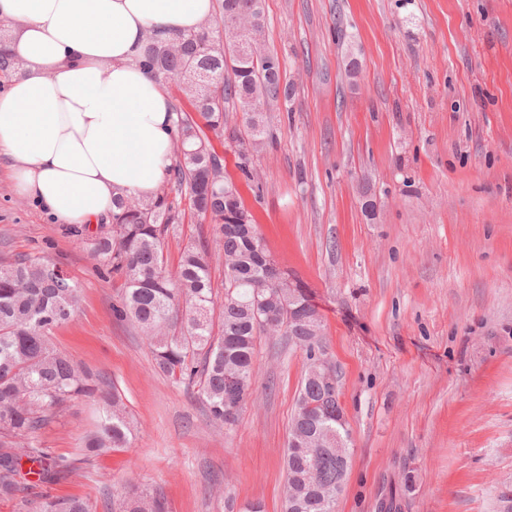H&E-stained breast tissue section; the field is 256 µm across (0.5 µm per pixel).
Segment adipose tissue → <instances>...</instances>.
Segmentation results:
<instances>
[{
	"instance_id": "adipose-tissue-1",
	"label": "adipose tissue",
	"mask_w": 512,
	"mask_h": 512,
	"mask_svg": "<svg viewBox=\"0 0 512 512\" xmlns=\"http://www.w3.org/2000/svg\"><path fill=\"white\" fill-rule=\"evenodd\" d=\"M212 0H0L22 60L0 93V157L15 192L55 223L112 214L125 190L151 196L173 164L176 115L139 66L147 30L188 33Z\"/></svg>"
}]
</instances>
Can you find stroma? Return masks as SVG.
Returning a JSON list of instances; mask_svg holds the SVG:
<instances>
[{
	"label": "stroma",
	"mask_w": 512,
	"mask_h": 512,
	"mask_svg": "<svg viewBox=\"0 0 512 512\" xmlns=\"http://www.w3.org/2000/svg\"><path fill=\"white\" fill-rule=\"evenodd\" d=\"M290 101L264 115L260 189L215 141L279 266L312 292L352 458L336 512H504L512 498V0H264ZM359 61L357 75L347 57ZM41 255L81 286L55 346L122 396L130 444L82 462L97 426L71 402L36 440L81 460L24 482L106 497L132 483L170 512H281L288 423L306 355L262 339L254 395L231 430L154 369L119 320V285L84 240L18 196L0 159V261Z\"/></svg>",
	"instance_id": "35a3bbf8"
}]
</instances>
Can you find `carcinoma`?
Instances as JSON below:
<instances>
[{"label": "carcinoma", "instance_id": "1", "mask_svg": "<svg viewBox=\"0 0 512 512\" xmlns=\"http://www.w3.org/2000/svg\"><path fill=\"white\" fill-rule=\"evenodd\" d=\"M263 13L262 0H215L213 14L198 30L161 37L148 33L139 64L161 79L185 69L211 78V89L190 84L182 91L193 111L175 108V165L151 197L122 192L115 197L111 223L100 225L91 239L90 256L123 280L114 315L131 322L153 350L158 372L188 388L204 401L212 420L234 426L254 391L257 339L286 336L305 351L288 439L314 449L312 460L287 447L283 508L295 500L298 512H336V481L351 462L349 447L336 446L343 409L336 387L319 377L312 352L324 354L322 315L303 287H288L254 224L238 221L245 212L235 185L216 180L224 171L206 131L227 137L238 148V167L249 179V154L264 146V103L276 107L291 96L281 77L271 78L263 60L239 57L235 42L247 38L260 54L266 51L263 26L243 28L241 15ZM0 35V73L15 75L14 61ZM247 116L246 128L228 126L227 107ZM179 198L172 197V194ZM204 222L217 225L215 239L224 255V298L216 303L209 261V240L183 248L176 268L167 269L164 242L178 232L184 213L179 199ZM56 262L25 257L0 262V499L18 492L22 459L38 469L28 474L51 484L76 471L73 462L38 447L36 434L55 421L67 403L81 398L102 402L98 431L84 448L83 462L113 448H124L134 423L122 397L108 395L97 376L75 364L50 340L52 331L73 320L80 306V286L61 278ZM233 419H228L229 410ZM37 512H93L78 497L45 496ZM109 512H167L164 499L138 489L112 495Z\"/></svg>", "mask_w": 512, "mask_h": 512}]
</instances>
